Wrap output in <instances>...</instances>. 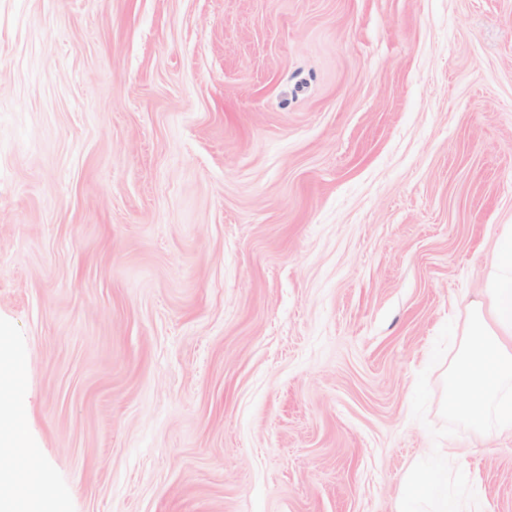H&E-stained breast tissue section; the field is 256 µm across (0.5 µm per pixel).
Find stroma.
<instances>
[{"label": "stroma", "mask_w": 512, "mask_h": 512, "mask_svg": "<svg viewBox=\"0 0 512 512\" xmlns=\"http://www.w3.org/2000/svg\"><path fill=\"white\" fill-rule=\"evenodd\" d=\"M504 224L512 0H0V337L64 512H395ZM456 438L512 512V439Z\"/></svg>", "instance_id": "1"}]
</instances>
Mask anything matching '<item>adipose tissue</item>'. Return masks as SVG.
<instances>
[{
	"label": "adipose tissue",
	"instance_id": "ef3b65f1",
	"mask_svg": "<svg viewBox=\"0 0 512 512\" xmlns=\"http://www.w3.org/2000/svg\"><path fill=\"white\" fill-rule=\"evenodd\" d=\"M18 370L13 355L0 346V512H58L43 495L54 481L50 469L28 479L15 461L22 450L25 425L18 411Z\"/></svg>",
	"mask_w": 512,
	"mask_h": 512
}]
</instances>
